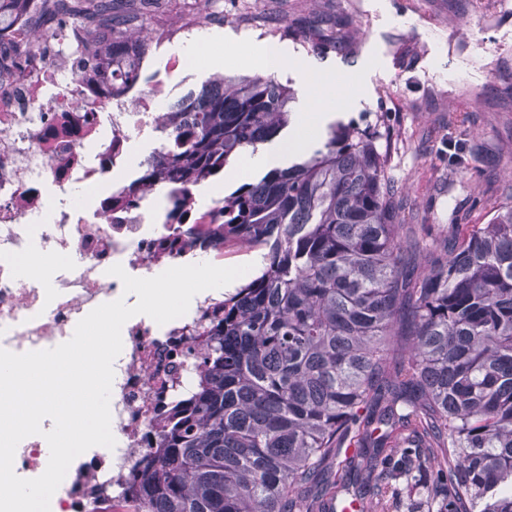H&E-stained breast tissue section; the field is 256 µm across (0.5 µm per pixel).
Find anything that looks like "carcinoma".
<instances>
[{
  "label": "carcinoma",
  "mask_w": 512,
  "mask_h": 512,
  "mask_svg": "<svg viewBox=\"0 0 512 512\" xmlns=\"http://www.w3.org/2000/svg\"><path fill=\"white\" fill-rule=\"evenodd\" d=\"M40 1L31 21L98 36L94 67L136 77L149 38L114 0ZM0 51V68L31 60ZM270 76L213 77L171 107L176 142L139 181L187 189L289 125ZM379 135L352 127L224 196V241L267 250L205 327L203 369L128 490L136 512H388L393 483L447 486L439 512H512V205L420 244L399 224ZM400 437L390 441L394 431ZM354 446L352 455L342 449Z\"/></svg>",
  "instance_id": "carcinoma-1"
}]
</instances>
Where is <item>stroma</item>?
<instances>
[{"label":"stroma","instance_id":"1","mask_svg":"<svg viewBox=\"0 0 512 512\" xmlns=\"http://www.w3.org/2000/svg\"><path fill=\"white\" fill-rule=\"evenodd\" d=\"M135 13L152 32L144 67L172 104L214 74L257 76L266 42L315 72L362 75L367 92L332 128L378 124L377 149L402 215L425 239L464 233L512 205V0H151ZM201 64L182 51L200 32ZM462 161L448 160V139Z\"/></svg>","mask_w":512,"mask_h":512}]
</instances>
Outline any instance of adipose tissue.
I'll return each instance as SVG.
<instances>
[{"label":"adipose tissue","mask_w":512,"mask_h":512,"mask_svg":"<svg viewBox=\"0 0 512 512\" xmlns=\"http://www.w3.org/2000/svg\"><path fill=\"white\" fill-rule=\"evenodd\" d=\"M260 64L271 72L284 74L292 71L300 75L305 110L300 113L295 133L284 148L243 153L238 165L225 173L224 178L228 181L237 180L244 173L258 168L269 170L278 167L284 152L305 149L312 139L319 136L336 109L350 110L359 103L356 93L338 92L335 77L314 80L307 61L289 54L282 46L262 47Z\"/></svg>","instance_id":"ef3b65f1"}]
</instances>
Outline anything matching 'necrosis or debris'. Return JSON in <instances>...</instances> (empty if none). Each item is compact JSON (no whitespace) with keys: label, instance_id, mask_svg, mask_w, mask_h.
<instances>
[{"label":"necrosis or debris","instance_id":"obj_1","mask_svg":"<svg viewBox=\"0 0 512 512\" xmlns=\"http://www.w3.org/2000/svg\"><path fill=\"white\" fill-rule=\"evenodd\" d=\"M69 33L65 25L33 40L23 13L0 25V39L34 45L28 67L0 74V349L17 354L68 341L90 311L122 295V282L108 273L113 265L149 278L201 256L224 264L222 206L201 207L195 190L159 209L149 191L116 189L106 209L53 206L55 193L77 184L98 191L105 177L123 172L135 137L154 135L164 147L175 137L167 113L153 109L154 91L79 68ZM217 303L204 292L192 312L166 324L149 317L124 324L110 398L118 443L74 459L50 512H108L114 504L130 512L126 481L156 441L160 413L198 376L194 355ZM48 460L43 435H33L19 443L13 468L32 479Z\"/></svg>","mask_w":512,"mask_h":512}]
</instances>
